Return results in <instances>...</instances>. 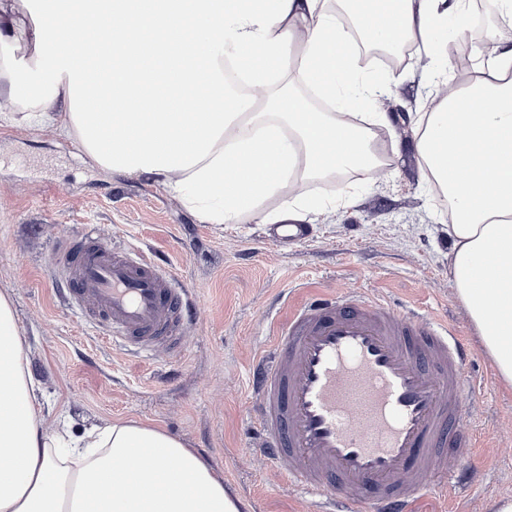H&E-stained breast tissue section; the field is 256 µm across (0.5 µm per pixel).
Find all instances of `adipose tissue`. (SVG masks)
<instances>
[{
    "instance_id": "obj_1",
    "label": "adipose tissue",
    "mask_w": 512,
    "mask_h": 512,
    "mask_svg": "<svg viewBox=\"0 0 512 512\" xmlns=\"http://www.w3.org/2000/svg\"><path fill=\"white\" fill-rule=\"evenodd\" d=\"M28 0H0V44L53 57L46 97L12 84L0 126H49L102 170L150 177L208 224L244 214L265 224L304 221L350 203L348 191L312 197L310 181L381 165L351 118L375 114L393 75L359 64V40L411 43L424 59L425 112L412 117L415 150L443 190L457 296L501 381L512 386V50L494 34L473 48L477 81L459 87L444 67L469 31L470 0H61L60 20L98 29L108 48L74 52L27 15ZM261 91L252 104L228 67ZM292 76L312 97L279 92ZM112 109L94 112L93 98ZM481 102L474 111L473 102ZM281 204L265 209V201ZM495 264L490 290L481 269ZM0 512H238L223 477L159 427L116 421L77 438L49 432L28 371L9 294L0 292Z\"/></svg>"
}]
</instances>
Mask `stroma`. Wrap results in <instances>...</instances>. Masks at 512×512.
Masks as SVG:
<instances>
[{
  "label": "stroma",
  "mask_w": 512,
  "mask_h": 512,
  "mask_svg": "<svg viewBox=\"0 0 512 512\" xmlns=\"http://www.w3.org/2000/svg\"><path fill=\"white\" fill-rule=\"evenodd\" d=\"M366 67L399 76L377 106L388 118L377 129L386 173L314 182L312 194L345 187L355 202L310 220V236L288 247L253 216L201 223L160 184L106 174L53 129L0 128V291L12 297L48 430L64 423L77 436L116 420L153 425L220 472L244 512H316L252 446L248 372L268 341V319H285L289 298L357 288L448 322L472 350L479 482L425 500L421 512H490L494 500L512 496V387L457 297L448 220L416 158L410 118L425 109L423 68L411 54L393 67L376 53ZM89 225L189 288L197 313L178 350H123L65 300L44 258Z\"/></svg>",
  "instance_id": "obj_1"
}]
</instances>
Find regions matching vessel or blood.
I'll list each match as a JSON object with an SVG mask.
<instances>
[{
    "mask_svg": "<svg viewBox=\"0 0 512 512\" xmlns=\"http://www.w3.org/2000/svg\"><path fill=\"white\" fill-rule=\"evenodd\" d=\"M41 18L82 46L53 11ZM51 264L102 335L137 348H163L195 315L186 289L142 253L86 235L55 246ZM271 339L249 370L253 446L287 462L286 484L318 512H416L443 484L473 480L460 459L481 445L476 386L456 331L357 289L317 290L272 322Z\"/></svg>",
    "mask_w": 512,
    "mask_h": 512,
    "instance_id": "1",
    "label": "vessel or blood"
}]
</instances>
